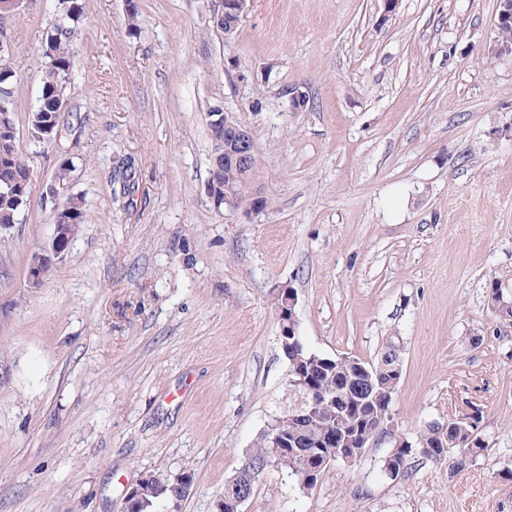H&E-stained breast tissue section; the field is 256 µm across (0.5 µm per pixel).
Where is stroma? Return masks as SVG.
<instances>
[{"instance_id": "35a3bbf8", "label": "stroma", "mask_w": 512, "mask_h": 512, "mask_svg": "<svg viewBox=\"0 0 512 512\" xmlns=\"http://www.w3.org/2000/svg\"><path fill=\"white\" fill-rule=\"evenodd\" d=\"M83 0L57 134L33 140L58 0L0 14L33 177L0 234V512H125L142 475L191 473L181 512H217L287 397L279 286L306 346L400 348L394 432L300 490L275 468L241 512H512V53L497 0H249L232 42L210 0ZM310 95L304 110L288 92ZM252 133L265 210L219 213L206 114ZM132 158L130 194L113 168ZM72 160L85 221L39 287L46 184ZM479 345H472V337ZM478 412L490 447L460 471L390 479L395 435Z\"/></svg>"}]
</instances>
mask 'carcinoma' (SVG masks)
<instances>
[{"label":"carcinoma","instance_id":"carcinoma-1","mask_svg":"<svg viewBox=\"0 0 512 512\" xmlns=\"http://www.w3.org/2000/svg\"><path fill=\"white\" fill-rule=\"evenodd\" d=\"M60 7L61 17L47 34L43 45L46 62L42 74L40 105L27 115V130L34 139L43 136L44 127L56 128L59 125V97L65 93L72 68L70 45L76 24L83 15V0H61ZM13 79L12 67L7 60L0 58V225L18 223L32 182V173L19 151L18 137L14 135ZM72 166V161L65 159L55 173L53 184L62 194L67 191ZM211 171L244 195L249 193L255 175L253 170L244 173L224 166V159L217 152L212 154ZM63 210L69 219V232L73 235L79 225L84 223L83 199L74 195L67 196ZM299 357L300 366L314 375L316 393L325 402H333V406H327L307 418H291L284 412L280 413L279 428L288 435V447L277 451L270 447L267 435H261L256 449L239 475L224 485V495H229L243 482H256L259 475L269 467L286 471L300 487L310 490L317 481L305 480L303 471L306 463L312 464L318 460L320 445L327 430L334 428L348 431L358 426H374L369 418L371 396L356 391L355 385L360 378L357 366L362 365L370 370L378 367V364L345 356L333 366H324L323 357L305 346ZM415 444L414 448L400 451V457L394 465L385 466L390 479L396 480L403 474V458L414 454L435 462L446 461L448 468L454 471L466 467L488 450L486 442L474 435L473 428L454 419L448 420L444 427L435 423L423 427L415 437ZM166 481V476L159 474L154 482L143 487L142 512H154L159 503L169 501L172 492L165 486Z\"/></svg>","mask_w":512,"mask_h":512}]
</instances>
